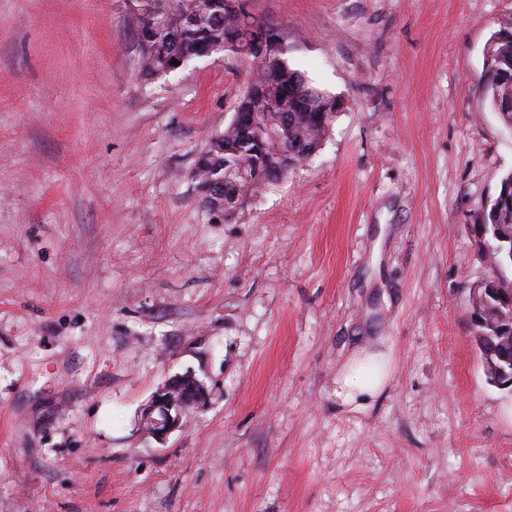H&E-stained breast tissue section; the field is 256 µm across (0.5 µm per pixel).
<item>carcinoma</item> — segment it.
<instances>
[{"label":"carcinoma","instance_id":"1","mask_svg":"<svg viewBox=\"0 0 512 512\" xmlns=\"http://www.w3.org/2000/svg\"><path fill=\"white\" fill-rule=\"evenodd\" d=\"M127 18L135 30L141 54L140 73L148 78L175 72L188 62L209 56L214 47L237 54L242 48L245 20L235 8V0H127ZM504 73L501 81H487L489 105L498 110L499 100L512 98V22L496 33L487 45ZM179 64H173V61ZM311 82L296 68L288 45H275L259 60L250 76L246 94L238 106L237 122L213 136L197 164L198 196L208 211H222L231 217L242 200L284 179L274 172L256 173L255 157L237 148L241 128L253 116L274 128L279 113L288 114V134L265 143V154L273 157L292 149L296 162L308 160L303 149L321 148L337 116L338 98L319 90L308 99L304 89ZM512 172L501 182L498 195L483 210V222L474 225L482 235L483 254L490 275L499 287L512 291ZM476 342L483 358L512 349V303L493 302L472 307Z\"/></svg>","mask_w":512,"mask_h":512}]
</instances>
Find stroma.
<instances>
[{"mask_svg": "<svg viewBox=\"0 0 512 512\" xmlns=\"http://www.w3.org/2000/svg\"><path fill=\"white\" fill-rule=\"evenodd\" d=\"M248 2L342 108L222 221L195 168L253 61L147 80L126 0H0V512H512L469 301L512 0ZM365 350L390 376L344 402ZM185 373L206 398L157 439ZM503 33L512 35L511 21L492 37L486 47V50L489 49L494 57V61H498V66L505 75L502 81L487 80V90L492 110L504 115L512 124V112H499L498 110L500 99L506 96L512 98V38L501 37ZM203 393L204 386L195 377L181 375L170 379L143 409V425L157 437H166L180 426L185 412L201 402Z\"/></svg>", "mask_w": 512, "mask_h": 512, "instance_id": "1", "label": "stroma"}]
</instances>
